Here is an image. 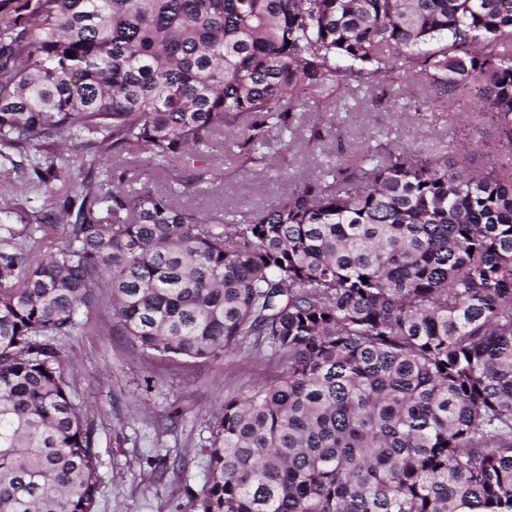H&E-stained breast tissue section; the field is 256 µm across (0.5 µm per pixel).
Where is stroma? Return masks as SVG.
<instances>
[{"label":"stroma","instance_id":"obj_1","mask_svg":"<svg viewBox=\"0 0 512 512\" xmlns=\"http://www.w3.org/2000/svg\"><path fill=\"white\" fill-rule=\"evenodd\" d=\"M420 100L431 107L423 122L414 113ZM293 115L285 140H272L256 164L240 162L233 139L218 138L205 152L217 175L214 184L201 185L184 205L236 224L276 204L327 164L356 160L368 146L422 151L439 141L458 143L473 169L512 164L475 88L448 101L400 73L351 86L319 110L294 105ZM316 128L323 139L314 144L309 136ZM51 204L50 195L26 190L13 172L0 170V209L20 216ZM59 346L64 376L100 461L95 512H194L213 413L225 396L250 394L283 370L277 355L248 345L207 360L143 350L113 320L106 288L97 289L81 326Z\"/></svg>","mask_w":512,"mask_h":512}]
</instances>
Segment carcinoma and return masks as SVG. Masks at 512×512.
I'll return each mask as SVG.
<instances>
[{"mask_svg":"<svg viewBox=\"0 0 512 512\" xmlns=\"http://www.w3.org/2000/svg\"><path fill=\"white\" fill-rule=\"evenodd\" d=\"M505 44L512 0H0V168L55 199L25 248L0 216V512H94L57 339L104 283L144 350L283 360L213 415L196 512H512V169L367 149L240 224L172 202L217 135L261 162L287 98L400 71L477 84L512 154ZM122 153L188 175L107 194Z\"/></svg>","mask_w":512,"mask_h":512,"instance_id":"1","label":"carcinoma"}]
</instances>
